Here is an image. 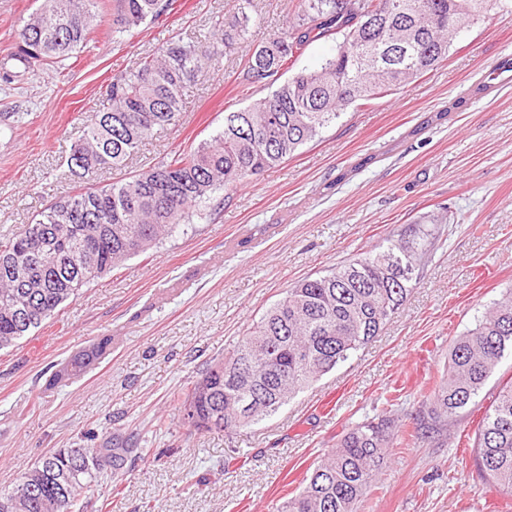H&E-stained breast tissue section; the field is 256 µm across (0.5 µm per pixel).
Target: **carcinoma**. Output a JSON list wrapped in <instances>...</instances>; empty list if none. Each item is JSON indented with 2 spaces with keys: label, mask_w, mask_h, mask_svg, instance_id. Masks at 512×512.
<instances>
[{
  "label": "carcinoma",
  "mask_w": 512,
  "mask_h": 512,
  "mask_svg": "<svg viewBox=\"0 0 512 512\" xmlns=\"http://www.w3.org/2000/svg\"><path fill=\"white\" fill-rule=\"evenodd\" d=\"M172 0H113L112 37L156 21ZM300 0L289 29L254 46L245 77L293 67L322 38L336 53L313 70L288 76L250 106L224 113V128L189 150L171 154L127 179L60 196L33 222L0 241V349L16 345L59 313L63 304L128 259L156 248L193 217L208 215L231 192L293 157L347 111L399 91L448 58L457 34L508 0ZM252 0L214 25L206 58L196 41L172 40L112 77L103 108L90 115L66 159L73 181L118 169L148 138L175 123L184 91L203 65L246 40L258 24ZM99 0H43L20 27L21 49L0 64L6 80L17 69L55 68L84 48L99 25ZM430 247L415 231L385 249L348 261L288 289L250 335L192 384L179 412L197 429L232 431L277 413L298 392L379 335L412 289ZM512 353V289L459 336L448 376L430 397L419 439L447 427L474 401L502 359ZM399 445L388 418L348 429L324 455L301 491L278 512H355L376 483L387 450ZM477 457L498 489L512 492V381L499 389L478 423ZM137 449L64 448L41 459L0 499L15 512H85L84 489L104 467L121 466Z\"/></svg>",
  "instance_id": "1"
}]
</instances>
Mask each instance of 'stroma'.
Instances as JSON below:
<instances>
[{
  "mask_svg": "<svg viewBox=\"0 0 512 512\" xmlns=\"http://www.w3.org/2000/svg\"><path fill=\"white\" fill-rule=\"evenodd\" d=\"M237 0H176L133 36L112 38V0L65 70L0 81V237L73 189L65 158L112 76L175 38H207ZM40 0H0V59ZM250 42L286 30L299 0H254ZM235 43L186 90L179 121L145 140L127 171L209 139L224 115L264 97ZM512 11L461 32L448 58L394 94L352 108L292 158L233 193L188 233L96 279L45 325L0 350V490L61 448L141 449L85 495L95 512H276L349 428L388 417L414 429L457 336L512 288ZM23 113L15 122L14 113ZM432 246L380 336L237 432L174 421L188 383L231 352L295 282L384 249L422 217ZM112 353L53 391L45 381L100 336ZM512 355L457 421L386 455L357 512H512L480 473L475 432ZM170 418L166 429L157 416Z\"/></svg>",
  "mask_w": 512,
  "mask_h": 512,
  "instance_id": "obj_1",
  "label": "stroma"
}]
</instances>
